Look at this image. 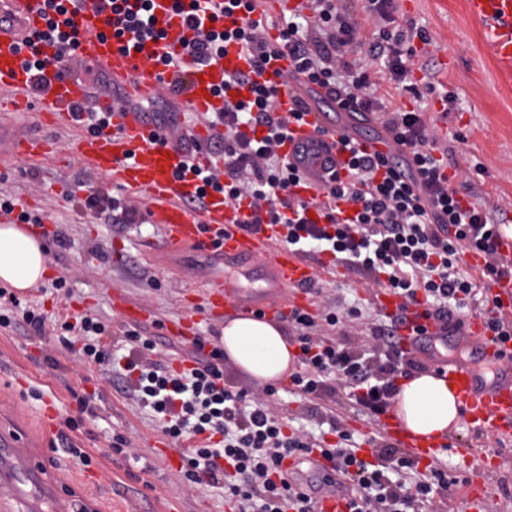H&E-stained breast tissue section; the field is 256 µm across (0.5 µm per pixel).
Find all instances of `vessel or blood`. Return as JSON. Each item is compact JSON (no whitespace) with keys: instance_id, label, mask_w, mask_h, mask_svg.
<instances>
[{"instance_id":"vessel-or-blood-1","label":"vessel or blood","mask_w":512,"mask_h":512,"mask_svg":"<svg viewBox=\"0 0 512 512\" xmlns=\"http://www.w3.org/2000/svg\"><path fill=\"white\" fill-rule=\"evenodd\" d=\"M16 13L25 32L46 28L44 0H5ZM175 0H154V15L166 29L164 41H117L108 32L111 15L108 0H83L69 17L77 32V52L73 71L58 76L53 64L43 68L42 88L31 94L30 75L23 66L26 50L17 45V37L0 30V105L5 109L50 113L57 122H68L76 105L87 94L86 72L106 69L120 88L124 99L117 105L108 94H100L97 105L110 116L109 125L97 134L82 135L76 156L107 177L113 185L128 193H145L152 223L164 225L166 244L172 249L189 248L204 254H221L225 259L262 261L275 288L284 291L280 300L266 299L258 311L287 316L292 310L307 309L309 298L304 291L318 270L341 268L340 260L324 254L320 259L305 257L301 252L279 244L284 229L278 224H263L244 230L251 214L248 205L225 204L222 194L209 196L205 209H193L188 201L199 184L185 169L182 150L160 143L156 131L147 125L138 110L140 104L162 93H176L185 111L206 114L221 111L224 101L215 89L225 74L247 71L251 59L238 45H230L220 64L201 67L183 53V44L191 32L182 15L174 9ZM472 17L482 22L483 39L499 72L512 75V0H467ZM178 58V66L156 64L158 56ZM295 65L287 52L272 54L263 66L262 79L278 89L276 110L281 114L297 110L300 104L310 109L302 121L291 123L283 148L289 160L302 173L295 192L298 197L318 196L329 172L348 178L349 154L339 137L352 128L355 113L337 109L336 123L326 126L316 107V100L326 98V88L300 83L294 75ZM12 156L29 161L49 152L45 138L16 136L9 142ZM377 302L386 312L406 310L407 321L400 329V347L414 360L427 363L432 374L453 384L458 402L471 424L482 431L500 436L512 435V350L493 336L486 316H471L455 329L426 318L420 306L405 307L404 299L387 290H378ZM250 299L239 280L231 275L213 281L209 290V308L213 316L246 308ZM475 345L482 353L483 367L447 359L435 350L447 344L449 337ZM44 437L56 435L66 420L53 402H45L37 415ZM381 432L393 440L406 455L418 463L433 461L446 446L445 440L419 438L408 434L393 412L380 420ZM28 435L23 429L7 430L0 426V512H15V504H25V512H38L40 504L56 503L60 498L59 482L46 465L34 464L25 452Z\"/></svg>"}]
</instances>
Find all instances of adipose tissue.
<instances>
[{
    "label": "adipose tissue",
    "mask_w": 512,
    "mask_h": 512,
    "mask_svg": "<svg viewBox=\"0 0 512 512\" xmlns=\"http://www.w3.org/2000/svg\"><path fill=\"white\" fill-rule=\"evenodd\" d=\"M46 271L43 242L20 225L1 224L0 282L24 290L41 281ZM220 341L228 360L261 384L280 380L297 363L298 351L284 326L268 318L233 316L225 321ZM394 411L407 430L424 437L458 431L462 420L453 387L430 373L401 386Z\"/></svg>",
    "instance_id": "obj_1"
}]
</instances>
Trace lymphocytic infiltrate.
<instances>
[{"mask_svg":"<svg viewBox=\"0 0 512 512\" xmlns=\"http://www.w3.org/2000/svg\"><path fill=\"white\" fill-rule=\"evenodd\" d=\"M46 2L47 29L27 38L30 51L24 66L41 72V45L50 42L58 48L56 65L63 72L75 55L77 41L62 28L60 18L79 0ZM151 2L120 0L113 5L115 36L163 38ZM202 2L190 0L186 12L187 25L194 32L187 46L196 63L217 62L233 41L251 56L254 71L261 70L273 52L287 51L303 83L327 88L339 106L379 114L395 154H403L405 160L399 164L395 154H366L348 136H340L350 153L349 178L326 184L324 199H297L294 189L301 177L282 152L289 121L275 110L277 90L255 81L252 73H235L229 75V82L249 86L251 96L225 101L223 111L210 118V126H221L222 131L207 143L213 163L197 170L201 186L190 206L204 208L210 192H221L225 203H249L253 223L284 225L283 244L306 255L331 253L348 270L369 274L376 287L402 296L406 304L423 303L427 315L450 323L472 311L485 312L491 303L489 287L512 274V262L504 261L498 251L500 223L486 204L463 200L451 187L436 156L439 140L420 111L388 108L378 93L380 77L372 75L359 57L364 50L378 61L397 92H415L410 82L414 52L406 46L407 31L392 25V0H367L365 10L376 27L372 38H365L342 0H308V19L283 22L274 42L255 17L258 0H224L225 15H241L242 22L220 31L204 27ZM140 110L145 122L159 131L161 143L174 140L188 154H196L197 144L178 133L176 109L149 102ZM324 201L329 204L325 223L306 222V209ZM340 203L351 210L349 221L339 220ZM469 250L485 257V266L475 277L462 268ZM361 315L356 306H334L315 314L294 312L288 325L299 344L300 368L291 373L290 381L294 393L311 401L343 384L348 402L376 418L392 407L400 379L423 372L424 367L399 347L398 330L406 319L402 313L385 315L373 324L371 344L364 350L334 338V331ZM62 328L83 340L88 362L105 357L103 323L85 314L63 322ZM154 348L147 337L138 350L125 355L123 369L130 390L161 414L167 436L220 435V446L209 439L184 450V476L195 484H223L224 496L235 502L237 512H314L311 491L288 476L282 464L288 457L316 451L332 460L352 483L355 492L349 512H422L453 490V481L436 467L431 468L429 480L410 487L395 480L396 472L417 469V462L391 445L375 451L373 459L361 458L359 444L338 416L328 420L337 442L326 449L306 435L285 433L264 399L225 384L221 348L208 353L196 350L194 367L179 372L158 361H143V352Z\"/></svg>","mask_w":512,"mask_h":512,"instance_id":"obj_1","label":"lymphocytic infiltrate"}]
</instances>
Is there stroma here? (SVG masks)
I'll return each instance as SVG.
<instances>
[{
	"label": "stroma",
	"mask_w": 512,
	"mask_h": 512,
	"mask_svg": "<svg viewBox=\"0 0 512 512\" xmlns=\"http://www.w3.org/2000/svg\"><path fill=\"white\" fill-rule=\"evenodd\" d=\"M392 17L401 27L427 34L426 39L411 41L417 91L396 96L395 104L422 108L425 121L448 149L452 187L499 207L500 219L512 225V77L497 70L483 41L482 23L468 14L466 0H393ZM5 131L45 134L55 153L71 151L83 133L76 125L43 128L37 116L27 112L13 113ZM92 186L112 196L117 193L106 178L75 158L65 166L54 156L38 162L0 159V194L10 195L43 219L49 271L37 285L16 293L21 307L46 314L44 333L0 327V422L29 430L32 454L53 461L71 512H234L223 488L184 478L181 449L165 447L155 413L124 394L113 373L114 358L131 347L129 326L112 309L113 294L145 307L143 325L156 342L151 360L188 367L193 345L190 339L173 337L168 325L192 317L197 335L208 346L218 345L224 323L210 319L204 292L209 279L229 266L188 250L165 252V232L159 225L97 220L84 204ZM60 277L66 278L70 297L53 290ZM374 291L362 274L321 271L310 299L316 306L337 299L363 303L364 318L345 329L346 341L361 347L368 342L367 322L379 310ZM82 314L107 324L109 359L87 362L81 342L64 343L58 322ZM12 374L25 378V390L4 385ZM279 386L270 404L287 430L318 432L324 409L340 415L355 441L379 429L349 406L344 392L316 406L293 394L289 380ZM47 400L71 421L50 441L43 439L36 424V412ZM449 440L453 447L436 459V467L458 483L471 481L483 488L482 512H512V439L465 426ZM458 445L473 449L469 463L455 454ZM82 453L89 464L79 461ZM86 470L94 472V485L83 483Z\"/></svg>",
	"instance_id": "stroma-1"
}]
</instances>
